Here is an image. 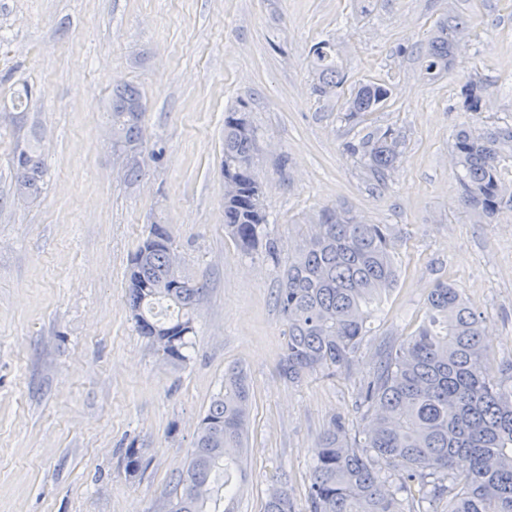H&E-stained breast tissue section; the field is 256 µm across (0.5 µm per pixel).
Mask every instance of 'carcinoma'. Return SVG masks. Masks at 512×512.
<instances>
[{
	"mask_svg": "<svg viewBox=\"0 0 512 512\" xmlns=\"http://www.w3.org/2000/svg\"><path fill=\"white\" fill-rule=\"evenodd\" d=\"M468 21L448 10L436 26L424 56L427 72L448 70L456 43ZM319 75L318 93L339 84L335 48L328 42L312 49ZM384 83L358 85L345 103L350 119L375 112L390 98ZM461 95L471 112L481 110L482 89L467 84ZM224 117V230L250 254L264 246L277 257L268 238L267 216L257 202L259 183L253 170L254 130L238 113ZM144 105L139 91L113 93L112 147L136 152L141 141ZM402 144L400 133L377 128L350 143L381 184L391 178ZM454 152L461 167V202L478 217L492 215L502 203L499 167L512 156V128L461 129ZM43 163L32 146L14 161V196L30 203L42 193ZM388 224H362L344 212L326 209L298 253L288 258L277 305L288 324L279 371L298 383L316 371L349 368L367 335L377 305L398 283ZM203 287L190 283L175 262L168 225L158 220L139 245L128 270V300L140 332L172 362H184L190 347L193 314ZM176 309L155 312L162 302ZM487 358L479 315L459 289L441 282L428 298L425 322L406 340L380 349L378 364L361 392V404L375 410L364 440L353 439L340 419L319 440L308 487L309 512H403V494L417 487L416 512L449 496L448 512H512V376L501 381L483 374ZM251 407L244 372L224 373V390L210 403L198 428L182 491L169 512H219L208 508L215 491H224V512H233L236 451L244 447ZM398 474L395 490L385 489L389 473ZM264 512H295L288 489L269 493Z\"/></svg>",
	"mask_w": 512,
	"mask_h": 512,
	"instance_id": "cac0c4a2",
	"label": "carcinoma"
}]
</instances>
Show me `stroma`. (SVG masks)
I'll list each match as a JSON object with an SVG mask.
<instances>
[{
  "instance_id": "stroma-1",
  "label": "stroma",
  "mask_w": 512,
  "mask_h": 512,
  "mask_svg": "<svg viewBox=\"0 0 512 512\" xmlns=\"http://www.w3.org/2000/svg\"><path fill=\"white\" fill-rule=\"evenodd\" d=\"M452 6L469 35L434 76L418 52ZM326 40L344 77L332 96L316 93L310 65ZM508 58L512 0H0V512H165L231 367L252 393L234 512H263L280 483L309 512L320 436L339 418L360 437L379 348L417 330L442 280L482 317L487 377H505L512 158L500 166L508 201L484 220L458 201L452 146L459 127L512 126ZM368 81L391 96L349 120L342 104ZM469 83L484 89L481 111L464 106ZM123 84L146 107L134 179L112 149ZM25 85L30 102L10 110ZM242 101L275 259L241 253L224 231V116ZM388 126L403 145L382 186L345 145ZM30 145L47 169L35 204L13 190V157ZM325 208L391 225L399 281L348 370L291 384L276 293ZM158 217L204 288L181 364L141 336L127 301L130 261ZM132 448L144 463L131 474Z\"/></svg>"
}]
</instances>
